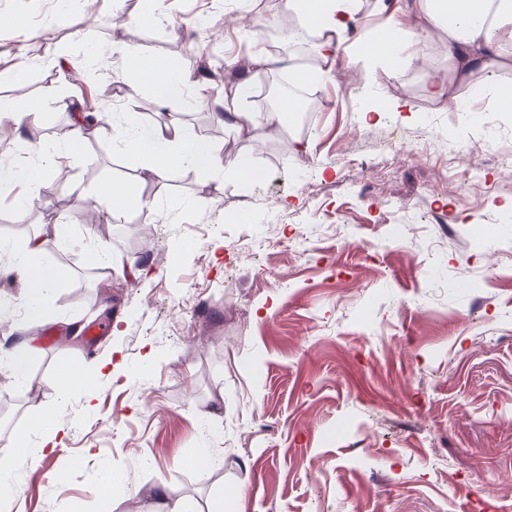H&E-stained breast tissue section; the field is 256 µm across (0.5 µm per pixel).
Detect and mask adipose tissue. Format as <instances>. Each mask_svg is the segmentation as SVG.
<instances>
[{"label": "adipose tissue", "instance_id": "ef3b65f1", "mask_svg": "<svg viewBox=\"0 0 512 512\" xmlns=\"http://www.w3.org/2000/svg\"><path fill=\"white\" fill-rule=\"evenodd\" d=\"M360 0H289L291 8L310 27L325 31L322 44L324 55H332L344 41L348 20L359 10ZM412 7L429 25L446 29L448 60L454 68L463 71L484 70L512 62V0H413ZM382 45L367 50L371 59L388 61L399 69L419 60L416 46L420 34L410 31L397 36L392 28L382 31ZM141 84L150 88L160 103H179L197 87L192 62H183L175 71L155 66L135 65ZM250 80H242L233 96L225 100L218 120L250 142H260L262 125L281 123L278 112L267 113L257 120L254 113L241 111L239 102L249 94ZM147 163V170L161 177L177 167L191 165L205 175L227 173L241 180H249L255 169L249 154H225L203 144L195 130L178 120L163 125L147 126L128 144ZM70 226L62 221L52 230L42 231L29 238L15 251L13 265L22 282L21 297L37 307H46L52 289L60 287V272L50 265L39 263V256L56 249L68 234Z\"/></svg>", "mask_w": 512, "mask_h": 512}]
</instances>
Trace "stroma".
I'll return each mask as SVG.
<instances>
[{
    "label": "stroma",
    "mask_w": 512,
    "mask_h": 512,
    "mask_svg": "<svg viewBox=\"0 0 512 512\" xmlns=\"http://www.w3.org/2000/svg\"><path fill=\"white\" fill-rule=\"evenodd\" d=\"M403 5L361 0L335 60L310 68L317 112L302 152L291 125L254 146L211 109L259 76L265 30L288 15L276 0H0V96L38 114L17 131L0 121V162L53 144L100 68L119 111L148 125L181 115L258 168L247 182L189 165L158 179L118 148L137 135L118 124L59 157L63 177L41 169L37 195L0 197V342L39 345L22 380L0 373L13 410L0 435L24 424L29 446L53 430L61 440L17 458L25 512H164L162 483L202 507L225 486L229 512H512V120L488 94L512 85V65L459 76L436 28L423 66L358 61L388 20L417 23ZM130 48L167 67H223L224 87L203 107L160 105L115 80ZM431 82L470 111L434 103ZM394 99L410 111L379 112ZM116 182L136 196L109 216L97 203ZM63 219L75 230L47 261L66 281L42 318L19 298L10 249ZM93 250L112 254L110 272L92 267ZM62 361L79 383L58 382ZM38 406L53 416L35 425ZM202 447L221 462L206 480L190 464ZM113 468L130 488L106 486Z\"/></svg>",
    "instance_id": "stroma-1"
}]
</instances>
